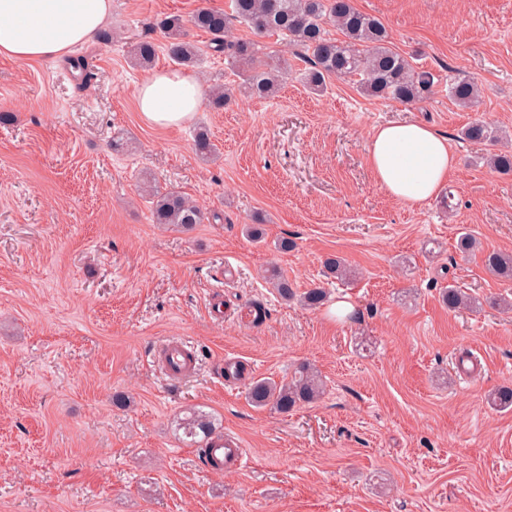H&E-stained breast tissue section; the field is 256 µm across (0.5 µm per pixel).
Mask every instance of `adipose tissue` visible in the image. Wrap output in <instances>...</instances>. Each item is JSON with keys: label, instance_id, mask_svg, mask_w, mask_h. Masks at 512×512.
<instances>
[{"label": "adipose tissue", "instance_id": "1", "mask_svg": "<svg viewBox=\"0 0 512 512\" xmlns=\"http://www.w3.org/2000/svg\"><path fill=\"white\" fill-rule=\"evenodd\" d=\"M111 10L112 0H0V54L20 61L63 57L89 41ZM202 98L195 75L161 70L142 82L137 106L145 122L177 127L198 112ZM368 160L379 186L413 206L436 197L455 167L447 136L415 121L377 127Z\"/></svg>", "mask_w": 512, "mask_h": 512}]
</instances>
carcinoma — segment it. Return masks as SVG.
Segmentation results:
<instances>
[{
  "label": "carcinoma",
  "instance_id": "1",
  "mask_svg": "<svg viewBox=\"0 0 512 512\" xmlns=\"http://www.w3.org/2000/svg\"><path fill=\"white\" fill-rule=\"evenodd\" d=\"M250 26L258 38L278 33L304 49L311 68L304 72L307 87L314 92L326 88L333 76L359 77V89L371 97L392 98L402 103L424 100L432 91L434 76L417 70L396 50L384 24L354 7L352 0H230L229 9L218 10L205 4L199 6L189 21L175 14L157 17L151 31L165 39L168 56L184 67L197 65L200 48L188 38L186 25L210 36V47L224 53L228 64L243 78L241 92L250 98H269L276 93L288 61L275 59L265 52L258 39H233L234 23ZM339 30L343 39L328 36L327 26ZM157 44L152 38L138 41L133 57L142 68L152 65ZM448 96L457 104L472 107L478 101V86L469 76H458L448 84ZM461 137L470 142L498 145L500 137L488 125L476 121L467 126ZM490 165L501 174H512V154L493 151ZM144 196L150 203L153 222L190 227L207 220V213L181 192H164L146 187ZM486 269L495 277L512 281V253L489 251L484 255ZM327 272L340 280L351 275V268L340 257L327 260ZM266 278L285 300L293 296L288 277L271 268ZM442 299L448 308L462 305L477 307L478 300L450 286ZM328 300V291L321 287L309 289L302 297L305 306L317 309ZM324 393L318 373L307 365L300 366L291 380H257L248 389V398L257 407L271 406L286 413L300 404L314 403ZM492 405L501 409L512 407V388H500L489 394ZM183 433L192 441L204 444L213 435L211 420L195 412L182 423Z\"/></svg>",
  "mask_w": 512,
  "mask_h": 512
}]
</instances>
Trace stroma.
Listing matches in <instances>:
<instances>
[{
    "instance_id": "obj_1",
    "label": "stroma",
    "mask_w": 512,
    "mask_h": 512,
    "mask_svg": "<svg viewBox=\"0 0 512 512\" xmlns=\"http://www.w3.org/2000/svg\"><path fill=\"white\" fill-rule=\"evenodd\" d=\"M203 0H112L75 57L0 56V512H512V283L488 273V251L512 253V175L461 140L480 120L512 151V0H353L394 47L435 75L402 104L332 78L304 87L300 48L265 38L291 69L276 97L247 98L239 77L191 31L193 72L231 102H202L180 127L150 125L136 103L148 73L132 56L156 16H189ZM473 77L476 106L448 96ZM418 121L443 132L456 167L441 193L411 207L389 197L368 163L374 129ZM206 128L213 157L194 149ZM205 208L209 222L152 223L143 179ZM265 239L250 241L247 224ZM479 250L462 254V233ZM292 243L280 250V240ZM341 256L347 282L324 276ZM296 293L266 283L270 266ZM455 285L481 311L444 306ZM329 302L312 310L315 286ZM262 304L266 317L249 312ZM172 337L191 340L196 372L163 380L154 362ZM238 360L241 376L218 370ZM310 364L322 398L288 413L254 407L251 381ZM206 413L239 437L247 465L210 471L180 426Z\"/></svg>"
}]
</instances>
